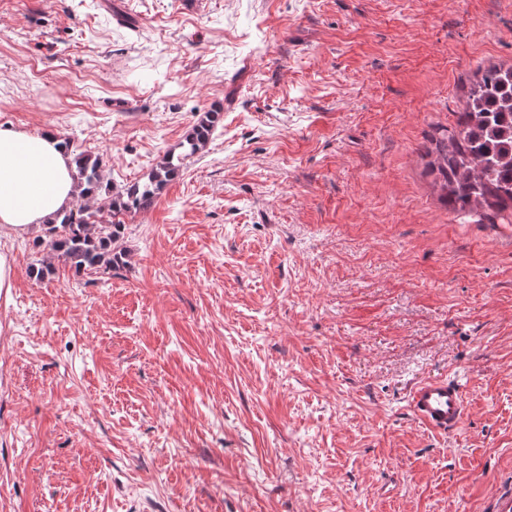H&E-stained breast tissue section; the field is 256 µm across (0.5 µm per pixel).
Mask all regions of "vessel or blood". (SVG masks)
Returning <instances> with one entry per match:
<instances>
[{
    "mask_svg": "<svg viewBox=\"0 0 512 512\" xmlns=\"http://www.w3.org/2000/svg\"><path fill=\"white\" fill-rule=\"evenodd\" d=\"M409 409L412 416L426 427L451 432L462 423L464 400L457 385L436 378L413 387Z\"/></svg>",
    "mask_w": 512,
    "mask_h": 512,
    "instance_id": "b4317fda",
    "label": "vessel or blood"
}]
</instances>
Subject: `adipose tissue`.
Segmentation results:
<instances>
[{"label":"adipose tissue","instance_id":"1","mask_svg":"<svg viewBox=\"0 0 512 512\" xmlns=\"http://www.w3.org/2000/svg\"><path fill=\"white\" fill-rule=\"evenodd\" d=\"M75 164L51 131L0 129V234L22 237L68 208Z\"/></svg>","mask_w":512,"mask_h":512}]
</instances>
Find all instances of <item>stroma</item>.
I'll use <instances>...</instances> for the list:
<instances>
[{
  "label": "stroma",
  "instance_id": "35a3bbf8",
  "mask_svg": "<svg viewBox=\"0 0 512 512\" xmlns=\"http://www.w3.org/2000/svg\"><path fill=\"white\" fill-rule=\"evenodd\" d=\"M510 64L512 0H0V128L111 186L221 115L124 265L0 238V512L512 499V221L449 209L426 156ZM438 377L447 434L408 407ZM409 409L412 416L426 427L451 432L462 423L464 400L457 385L446 378H436L413 387Z\"/></svg>",
  "mask_w": 512,
  "mask_h": 512
}]
</instances>
